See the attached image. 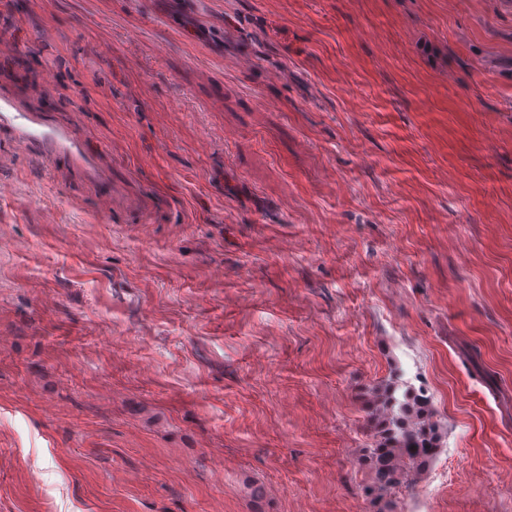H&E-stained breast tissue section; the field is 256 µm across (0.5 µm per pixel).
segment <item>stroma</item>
Segmentation results:
<instances>
[{
  "label": "stroma",
  "mask_w": 512,
  "mask_h": 512,
  "mask_svg": "<svg viewBox=\"0 0 512 512\" xmlns=\"http://www.w3.org/2000/svg\"><path fill=\"white\" fill-rule=\"evenodd\" d=\"M0 35V99L109 161L0 131V512H375L396 379L442 436L396 512H512V0H0Z\"/></svg>",
  "instance_id": "stroma-1"
}]
</instances>
